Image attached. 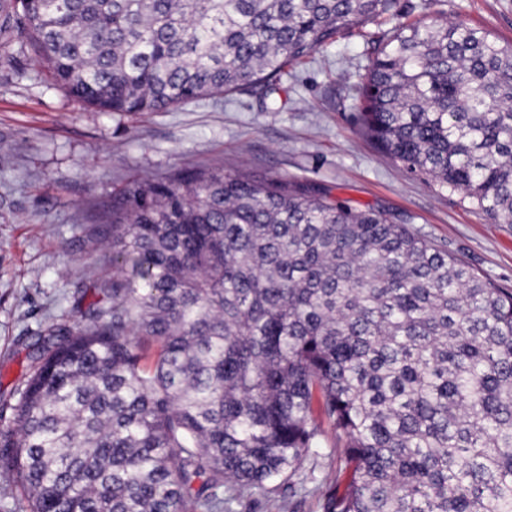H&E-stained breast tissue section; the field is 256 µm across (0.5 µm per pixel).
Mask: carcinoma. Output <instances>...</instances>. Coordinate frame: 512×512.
Segmentation results:
<instances>
[{"mask_svg": "<svg viewBox=\"0 0 512 512\" xmlns=\"http://www.w3.org/2000/svg\"><path fill=\"white\" fill-rule=\"evenodd\" d=\"M397 0H0V66L33 55L100 112H169L275 79L385 18L364 135L512 224V43ZM90 237L112 278L0 395L26 512H224L324 426L349 466L323 512H512V291L400 223L286 179L129 182Z\"/></svg>", "mask_w": 512, "mask_h": 512, "instance_id": "cac0c4a2", "label": "carcinoma"}]
</instances>
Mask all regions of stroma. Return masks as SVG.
<instances>
[{
  "instance_id": "35a3bbf8",
  "label": "stroma",
  "mask_w": 512,
  "mask_h": 512,
  "mask_svg": "<svg viewBox=\"0 0 512 512\" xmlns=\"http://www.w3.org/2000/svg\"><path fill=\"white\" fill-rule=\"evenodd\" d=\"M440 9L512 41V0H399L406 24ZM389 28L379 20L338 30L332 44L290 62L274 94L257 85L144 115L86 110L30 56L0 69V392L25 373L27 343L51 322L77 320L92 282L111 275V250L90 244L85 225L104 223L129 180L185 166L286 177L354 208L386 210L512 288V224L407 172L360 130L358 87ZM337 454L327 437L301 472L304 487L243 494L232 512H321L318 482Z\"/></svg>"
}]
</instances>
